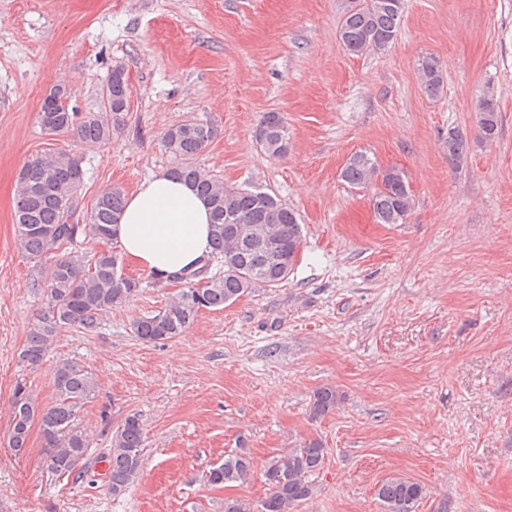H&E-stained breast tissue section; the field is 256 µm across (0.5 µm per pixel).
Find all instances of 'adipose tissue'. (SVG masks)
Listing matches in <instances>:
<instances>
[{
    "label": "adipose tissue",
    "instance_id": "1",
    "mask_svg": "<svg viewBox=\"0 0 512 512\" xmlns=\"http://www.w3.org/2000/svg\"><path fill=\"white\" fill-rule=\"evenodd\" d=\"M211 216L186 183L158 173L126 200L115 237L141 269L167 277L202 266L211 253Z\"/></svg>",
    "mask_w": 512,
    "mask_h": 512
}]
</instances>
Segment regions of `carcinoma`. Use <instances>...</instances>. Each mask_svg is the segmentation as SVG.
<instances>
[{
    "instance_id": "obj_1",
    "label": "carcinoma",
    "mask_w": 512,
    "mask_h": 512,
    "mask_svg": "<svg viewBox=\"0 0 512 512\" xmlns=\"http://www.w3.org/2000/svg\"><path fill=\"white\" fill-rule=\"evenodd\" d=\"M404 0H351L339 24V39L351 54L382 51L391 45L400 28ZM421 84L426 93L444 91L445 74L433 58L423 61ZM129 85L124 68L102 88L106 102L96 112L78 114L69 108L61 86L45 96L38 113L41 129L48 135H72L80 145H99L112 139L125 124ZM477 136L495 140L499 130L498 105L487 91L475 106ZM213 130L203 123L170 128L163 146L174 157L170 173L187 182L210 208L212 252L201 269L170 279L184 285L157 313L133 324V333L145 342L158 343L182 335L201 309L221 310L224 305L262 288H272L288 279L302 245L297 213L272 195L224 183L192 162L211 141ZM257 144L270 156L288 152V129L277 112L264 113L255 130ZM448 162L460 165L469 142L458 127L448 129ZM350 185L379 184L372 197L377 223L401 224L412 205L405 174L395 168L381 170L364 153L353 154L341 172ZM85 172L81 158L66 151L49 152L27 163L19 174L14 220L22 251L37 261L51 251L75 249L89 242L94 247L81 254L62 256L44 272L37 288L42 290L44 309L38 315L20 353V362L31 367L42 363L60 333L68 328L93 332L101 313L124 306L142 288V282L124 275L119 255L109 247L113 227L124 205L122 189L102 193L90 208L79 213L76 192ZM100 249H95V246ZM219 270L211 272L213 263ZM54 400L38 403L26 387L16 386L10 407L8 440L16 453L24 452L33 423L39 424L46 469L73 474L83 466L91 442L79 422L83 407L96 395L98 384L91 372L73 361L61 360L53 369ZM339 397L333 387L313 393L311 409L316 417L334 410ZM143 422L130 414L112 432L108 448V488L114 496L126 492L142 468ZM326 448L317 440L305 444L272 463L264 476L269 493L260 510L238 500L224 501V512H294L313 493L311 476L324 465ZM251 458L233 453L213 466L207 482L225 488L250 471ZM376 498L385 512H415L425 497V488L402 477L381 481Z\"/></svg>"
}]
</instances>
